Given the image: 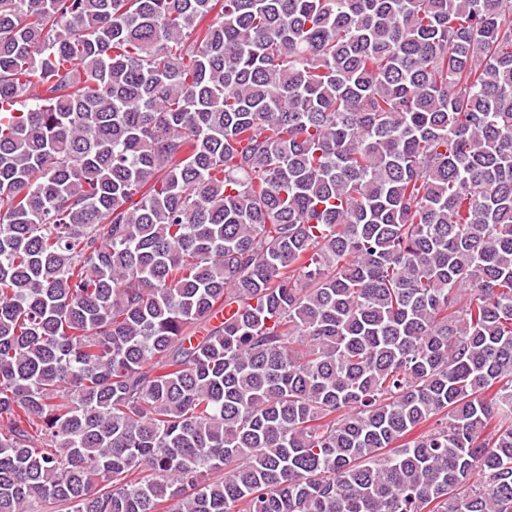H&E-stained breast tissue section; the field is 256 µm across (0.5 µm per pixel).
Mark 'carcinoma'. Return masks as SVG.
Segmentation results:
<instances>
[{
    "label": "carcinoma",
    "instance_id": "carcinoma-1",
    "mask_svg": "<svg viewBox=\"0 0 512 512\" xmlns=\"http://www.w3.org/2000/svg\"><path fill=\"white\" fill-rule=\"evenodd\" d=\"M0 512H512V0H0Z\"/></svg>",
    "mask_w": 512,
    "mask_h": 512
}]
</instances>
